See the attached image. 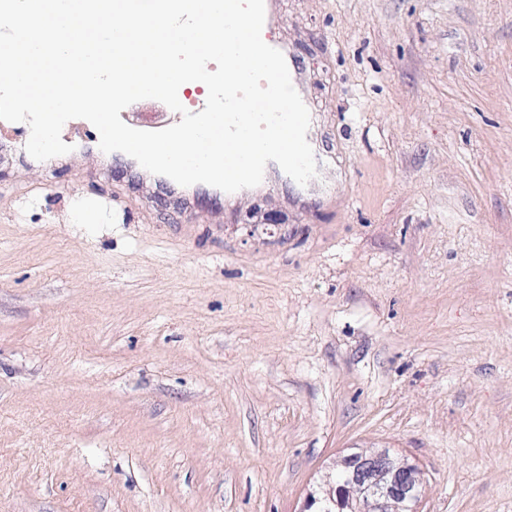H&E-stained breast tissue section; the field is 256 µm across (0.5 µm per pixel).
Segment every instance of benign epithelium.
<instances>
[{"label":"benign epithelium","mask_w":512,"mask_h":512,"mask_svg":"<svg viewBox=\"0 0 512 512\" xmlns=\"http://www.w3.org/2000/svg\"><path fill=\"white\" fill-rule=\"evenodd\" d=\"M325 486L321 497L310 499L314 512H418L422 473L381 450L349 457L337 476H326Z\"/></svg>","instance_id":"1"}]
</instances>
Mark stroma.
Wrapping results in <instances>:
<instances>
[{
  "instance_id": "obj_1",
  "label": "stroma",
  "mask_w": 512,
  "mask_h": 512,
  "mask_svg": "<svg viewBox=\"0 0 512 512\" xmlns=\"http://www.w3.org/2000/svg\"><path fill=\"white\" fill-rule=\"evenodd\" d=\"M274 3L315 183L177 207L8 125L0 512H304L381 449L512 512V0Z\"/></svg>"
}]
</instances>
